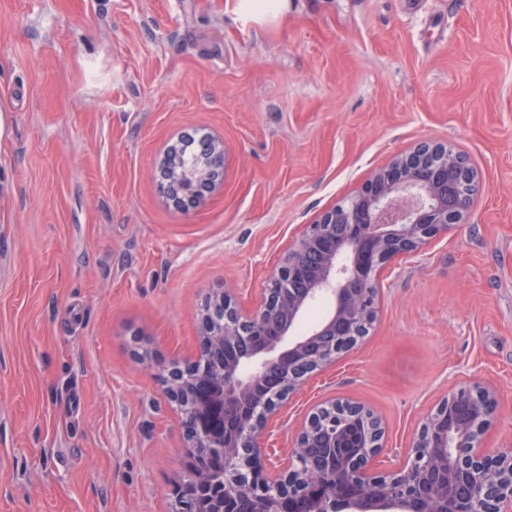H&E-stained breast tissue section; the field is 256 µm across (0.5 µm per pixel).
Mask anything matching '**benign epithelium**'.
<instances>
[{"label":"benign epithelium","instance_id":"7a95c632","mask_svg":"<svg viewBox=\"0 0 512 512\" xmlns=\"http://www.w3.org/2000/svg\"><path fill=\"white\" fill-rule=\"evenodd\" d=\"M201 151L211 168L222 167L220 145L207 139ZM455 157L445 143L422 142L375 171L357 194L305 228L250 312L240 310L228 288L209 297L197 357L172 363L162 379L182 414L190 452L208 449L184 487L207 480L218 449L224 462V490L214 495L219 512H512V449L483 446L497 399L478 383L448 394L424 418L396 471L376 467L385 447L382 419L360 402L336 397L299 426L287 470L266 474L263 467L268 448L261 431L306 381L298 369L336 364L375 322L377 298L363 284L375 283L397 256L418 252L462 222L468 195L448 185V160ZM171 168L176 191L194 196L202 168L178 159ZM339 221L349 233L331 245L327 235ZM313 251L323 257L307 287L287 294L288 281L306 271ZM321 297L331 299V308L312 329L300 330ZM469 397L481 407L462 414L458 407Z\"/></svg>","mask_w":512,"mask_h":512}]
</instances>
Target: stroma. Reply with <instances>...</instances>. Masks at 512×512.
<instances>
[{"label":"stroma","mask_w":512,"mask_h":512,"mask_svg":"<svg viewBox=\"0 0 512 512\" xmlns=\"http://www.w3.org/2000/svg\"><path fill=\"white\" fill-rule=\"evenodd\" d=\"M224 145L189 206L170 146ZM477 170L463 223L378 276L358 349L270 420L341 396L399 469L468 381L512 448V0H0V512H172L189 474L159 365L191 357L205 298L252 310L308 224L418 143Z\"/></svg>","instance_id":"35a3bbf8"}]
</instances>
